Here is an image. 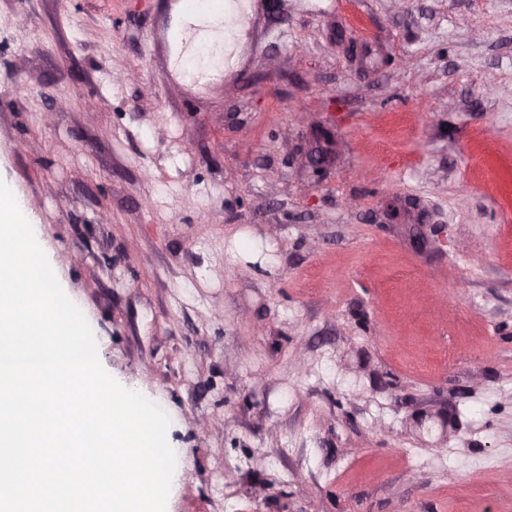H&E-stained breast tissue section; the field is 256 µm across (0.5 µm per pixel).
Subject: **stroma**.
Returning a JSON list of instances; mask_svg holds the SVG:
<instances>
[{
  "mask_svg": "<svg viewBox=\"0 0 512 512\" xmlns=\"http://www.w3.org/2000/svg\"><path fill=\"white\" fill-rule=\"evenodd\" d=\"M170 2L0 0V179L167 512H512V0H250L198 90Z\"/></svg>",
  "mask_w": 512,
  "mask_h": 512,
  "instance_id": "1",
  "label": "stroma"
}]
</instances>
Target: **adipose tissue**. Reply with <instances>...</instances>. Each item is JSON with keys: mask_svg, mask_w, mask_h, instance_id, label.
<instances>
[{"mask_svg": "<svg viewBox=\"0 0 512 512\" xmlns=\"http://www.w3.org/2000/svg\"><path fill=\"white\" fill-rule=\"evenodd\" d=\"M250 12L249 0H222L215 9L191 8L186 0H176L167 34L171 66L190 68L200 82L210 80L232 51Z\"/></svg>", "mask_w": 512, "mask_h": 512, "instance_id": "adipose-tissue-1", "label": "adipose tissue"}]
</instances>
